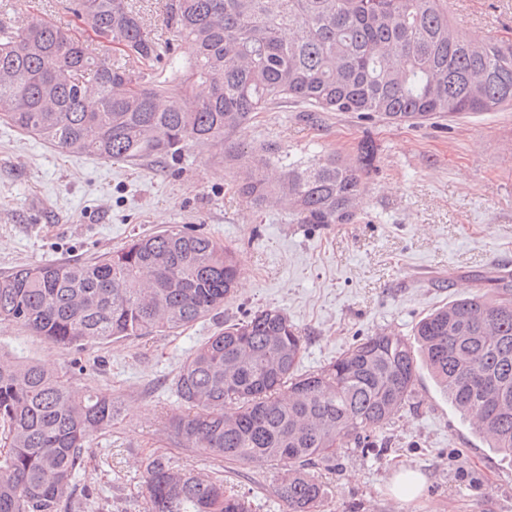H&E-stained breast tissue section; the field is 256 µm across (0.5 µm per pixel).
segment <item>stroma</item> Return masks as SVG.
<instances>
[{
    "label": "stroma",
    "mask_w": 512,
    "mask_h": 512,
    "mask_svg": "<svg viewBox=\"0 0 512 512\" xmlns=\"http://www.w3.org/2000/svg\"><path fill=\"white\" fill-rule=\"evenodd\" d=\"M463 33L512 37V0H448ZM377 147L361 218L293 224L287 212L250 207L236 176L206 150L160 163H112L61 151L0 124V275L23 265L83 262L173 225L232 246L241 279L216 315L175 333L60 349L19 324L0 325V354L41 363L72 382L111 392L116 414L93 436L73 498L83 512H144L149 458L223 477L253 512H288L278 468L228 464L184 447L169 425L182 405L181 364L207 337L247 312L283 309L304 338L300 372L324 366L355 340L411 337L420 318L472 292L490 273L512 272V109L413 126L366 123L351 112L311 121L283 101L235 135L295 153L356 157ZM371 448H347L323 471V512H512V461L474 433L421 372L414 398ZM422 480L395 496L404 475Z\"/></svg>",
    "instance_id": "stroma-1"
}]
</instances>
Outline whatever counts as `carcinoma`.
Listing matches in <instances>:
<instances>
[{"label": "carcinoma", "instance_id": "cac0c4a2", "mask_svg": "<svg viewBox=\"0 0 512 512\" xmlns=\"http://www.w3.org/2000/svg\"><path fill=\"white\" fill-rule=\"evenodd\" d=\"M163 39L134 0H70L106 49L40 18L24 0L0 27V122L65 152L111 162L178 160L193 146L234 166L235 192L280 207L293 224H354L375 148L358 156L296 154L276 142L226 145L288 100L307 118L356 112L416 124L512 108V37H468L448 0H167ZM188 42L191 58L177 55ZM120 55L114 56L112 48ZM178 84L170 88L158 70ZM238 269L232 247L186 228L138 236L86 262H49L0 277V320L62 349L176 332L224 306ZM415 342L376 334L298 373L304 339L279 308L258 309L183 362L187 448L229 463L282 464L288 512H321L316 469L369 448L413 398L424 367L471 430L512 457V275L422 317ZM480 372L484 385L465 381ZM112 393L83 389L32 362L0 356V512H72L85 448L110 426ZM145 512H252L217 477L155 457L142 475Z\"/></svg>", "mask_w": 512, "mask_h": 512}]
</instances>
